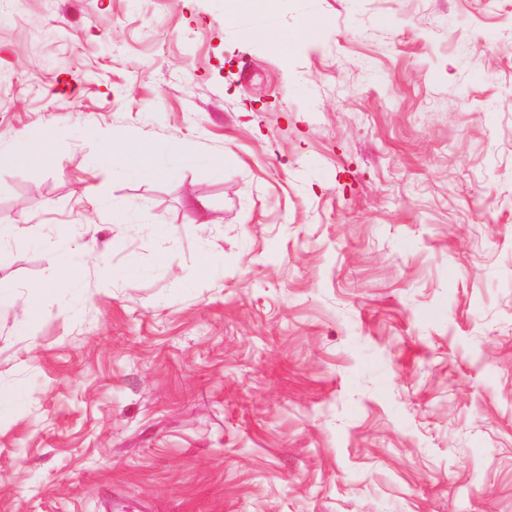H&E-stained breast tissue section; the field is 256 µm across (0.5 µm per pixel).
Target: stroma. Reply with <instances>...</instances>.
<instances>
[{
    "instance_id": "35a3bbf8",
    "label": "stroma",
    "mask_w": 512,
    "mask_h": 512,
    "mask_svg": "<svg viewBox=\"0 0 512 512\" xmlns=\"http://www.w3.org/2000/svg\"><path fill=\"white\" fill-rule=\"evenodd\" d=\"M224 5L0 0V512H512V0ZM182 164L204 161L189 145L181 141H170L164 147L145 142H134L123 136L106 132L101 137L99 150L92 161V172L122 168L142 179L153 178L161 173H173L171 158ZM21 149L35 157H46L49 152V140L45 138L31 139L24 137L9 146H1L0 165L13 163Z\"/></svg>"
}]
</instances>
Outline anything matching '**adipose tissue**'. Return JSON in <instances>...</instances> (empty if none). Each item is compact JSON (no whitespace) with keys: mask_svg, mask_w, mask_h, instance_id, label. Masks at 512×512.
I'll use <instances>...</instances> for the list:
<instances>
[{"mask_svg":"<svg viewBox=\"0 0 512 512\" xmlns=\"http://www.w3.org/2000/svg\"><path fill=\"white\" fill-rule=\"evenodd\" d=\"M174 157L184 164H195L200 160L199 155L181 141H172L160 148L107 132L101 137L92 169L98 172L119 167L139 178L149 179L171 172L170 160Z\"/></svg>","mask_w":512,"mask_h":512,"instance_id":"1","label":"adipose tissue"}]
</instances>
